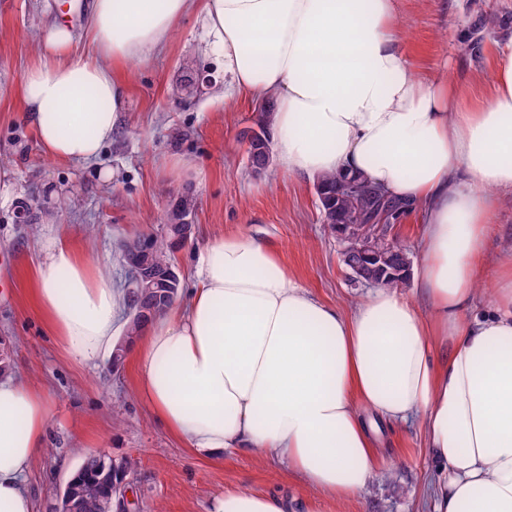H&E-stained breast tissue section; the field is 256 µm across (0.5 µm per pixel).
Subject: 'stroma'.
<instances>
[{"mask_svg": "<svg viewBox=\"0 0 512 512\" xmlns=\"http://www.w3.org/2000/svg\"><path fill=\"white\" fill-rule=\"evenodd\" d=\"M402 51L415 75L472 83L487 74L501 48L512 42V0H395ZM90 0H0V155L13 176L0 193V346L11 375L42 389L51 404L48 446L28 475L35 512H57L60 494L91 453L136 458L128 497L138 512H213L224 490H272L306 496L302 481L277 461L241 451L215 463L191 454L156 421L134 391L130 367L109 360L77 365L58 349L28 300L29 278L47 240L82 241L114 285H122L120 242L159 234L173 192L195 200V234L176 254L185 289L204 242L242 232L274 249L299 284L317 299L350 310L372 289L344 264L343 244L323 221L313 179L277 166L254 172L241 132L254 123L257 102L224 94L222 57L200 19H184L167 50L126 71V110L97 164L46 158L17 90L34 61L37 38L50 18L68 23L75 50L91 54L84 30ZM211 82L183 101L169 89L183 62ZM193 157L191 180L162 176V160ZM50 196L60 222L37 229L16 221L20 203ZM387 461L344 512H430L428 481L434 461L417 426L376 423Z\"/></svg>", "mask_w": 512, "mask_h": 512, "instance_id": "1", "label": "stroma"}]
</instances>
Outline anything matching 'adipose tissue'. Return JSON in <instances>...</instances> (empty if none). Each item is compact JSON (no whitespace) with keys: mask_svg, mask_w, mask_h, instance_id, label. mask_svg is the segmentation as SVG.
Segmentation results:
<instances>
[{"mask_svg":"<svg viewBox=\"0 0 512 512\" xmlns=\"http://www.w3.org/2000/svg\"><path fill=\"white\" fill-rule=\"evenodd\" d=\"M194 11L231 92L273 99L283 170L356 173L421 208L415 287L431 312L391 287L341 311L265 243L216 236L189 298L129 346L139 398L193 454L220 463L247 449L286 464L309 491L305 512H341L379 470L367 413L423 432L432 512H512V250L487 249L512 195V43L478 95L413 74L394 0H93V54H75L54 20L20 86L44 153L95 163L125 110L126 65L162 54ZM30 299L70 360L111 353L124 294L66 238L43 244ZM50 415L45 393L0 374V512H33L24 477ZM215 512L295 508L229 489Z\"/></svg>","mask_w":512,"mask_h":512,"instance_id":"adipose-tissue-1","label":"adipose tissue"}]
</instances>
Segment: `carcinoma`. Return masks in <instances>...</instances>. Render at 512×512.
<instances>
[{
    "mask_svg": "<svg viewBox=\"0 0 512 512\" xmlns=\"http://www.w3.org/2000/svg\"><path fill=\"white\" fill-rule=\"evenodd\" d=\"M359 183L356 193L350 192L348 184ZM316 193L321 204L325 223L339 232L350 230L355 236H362L366 224L379 214L387 215L385 226L395 223L406 212L405 203L370 184L362 177L348 175H327L317 178ZM149 243L157 263L169 265L175 261V253L181 244L170 237L146 236L135 242ZM369 246L370 256L367 269L360 275L362 280H373L378 286L397 287L410 277L411 261L407 249L398 242H391L387 235L364 238ZM128 322L124 328L123 341L129 344L146 321L133 317L140 304L138 294L126 292ZM137 461L132 458L120 460L102 458L96 454L87 455L76 473L63 488L60 505L73 500L79 504L77 512H111L117 506L121 483L134 472Z\"/></svg>",
    "mask_w": 512,
    "mask_h": 512,
    "instance_id": "carcinoma-1",
    "label": "carcinoma"
}]
</instances>
